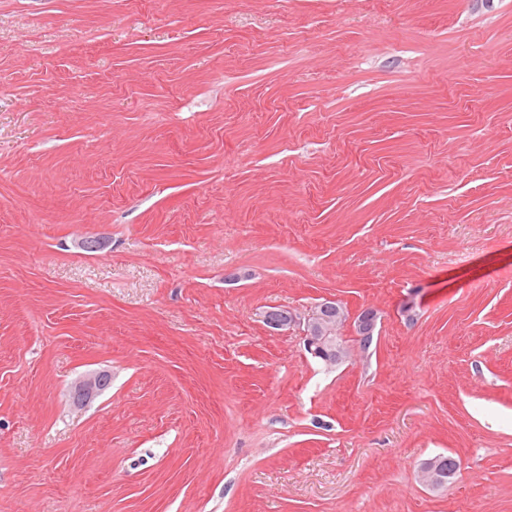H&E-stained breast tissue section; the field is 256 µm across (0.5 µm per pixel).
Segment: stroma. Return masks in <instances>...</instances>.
Returning <instances> with one entry per match:
<instances>
[{"label":"stroma","instance_id":"obj_1","mask_svg":"<svg viewBox=\"0 0 512 512\" xmlns=\"http://www.w3.org/2000/svg\"><path fill=\"white\" fill-rule=\"evenodd\" d=\"M0 512H512V0H0ZM264 318L274 330L299 327L308 354L328 367L343 364L350 354L349 345L342 336V328L349 319V313L334 299H325L307 314L288 309L267 310ZM108 384V377L102 373H91L78 379L73 387L72 393L78 404H82L93 395L102 391ZM430 459H434L432 466L438 478V487L436 489L447 490L459 477L460 466L457 468L455 463L456 458L451 455L439 454ZM456 461H458V459Z\"/></svg>","mask_w":512,"mask_h":512}]
</instances>
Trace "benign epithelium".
I'll return each mask as SVG.
<instances>
[{"label":"benign epithelium","instance_id":"obj_1","mask_svg":"<svg viewBox=\"0 0 512 512\" xmlns=\"http://www.w3.org/2000/svg\"><path fill=\"white\" fill-rule=\"evenodd\" d=\"M264 318L267 325L274 330L299 327L308 354L328 367L343 364L350 354L349 345L342 336V328L349 319V313L334 299H325L306 314L288 309L268 310ZM375 327V310L368 308L359 311L354 319L357 338L373 334ZM107 384V375L91 373L74 383L72 393L76 402L82 404L102 391Z\"/></svg>","mask_w":512,"mask_h":512}]
</instances>
